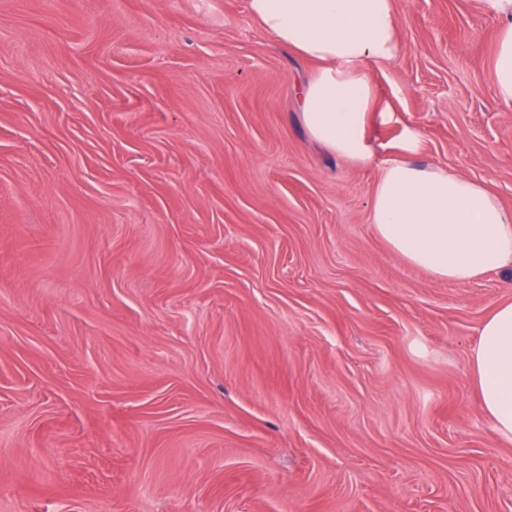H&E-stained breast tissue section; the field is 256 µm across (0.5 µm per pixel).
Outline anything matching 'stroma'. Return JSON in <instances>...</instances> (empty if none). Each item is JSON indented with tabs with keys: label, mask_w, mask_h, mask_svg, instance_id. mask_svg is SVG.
Listing matches in <instances>:
<instances>
[{
	"label": "stroma",
	"mask_w": 512,
	"mask_h": 512,
	"mask_svg": "<svg viewBox=\"0 0 512 512\" xmlns=\"http://www.w3.org/2000/svg\"><path fill=\"white\" fill-rule=\"evenodd\" d=\"M378 160L512 208L484 0H394ZM246 0H0V512H512L470 371L492 272L370 222Z\"/></svg>",
	"instance_id": "1"
}]
</instances>
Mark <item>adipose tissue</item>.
Wrapping results in <instances>:
<instances>
[{
	"label": "adipose tissue",
	"mask_w": 512,
	"mask_h": 512,
	"mask_svg": "<svg viewBox=\"0 0 512 512\" xmlns=\"http://www.w3.org/2000/svg\"><path fill=\"white\" fill-rule=\"evenodd\" d=\"M501 19L493 60L496 98L512 103V0H489ZM250 14L284 47L317 62L297 95L309 136L330 153L374 164L367 138L377 90L369 67L399 54L393 0H248ZM403 157L379 166L370 199L375 234L409 265L451 283L512 269V209L462 173ZM471 371L480 407L512 441V302L483 321Z\"/></svg>",
	"instance_id": "ef3b65f1"
}]
</instances>
